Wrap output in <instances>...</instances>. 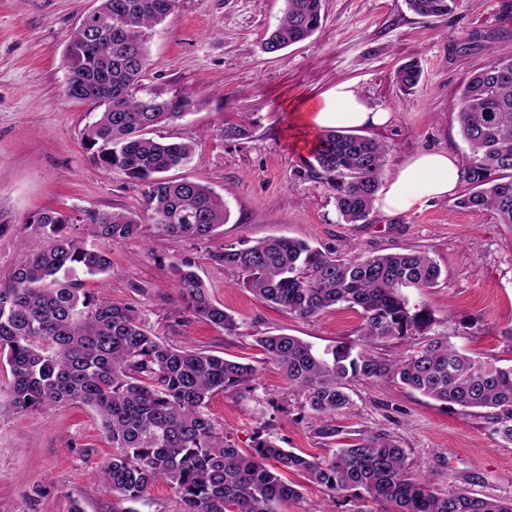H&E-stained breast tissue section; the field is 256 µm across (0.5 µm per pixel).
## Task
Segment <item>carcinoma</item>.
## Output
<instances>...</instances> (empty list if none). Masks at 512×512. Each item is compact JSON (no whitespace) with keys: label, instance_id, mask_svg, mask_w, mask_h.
Returning a JSON list of instances; mask_svg holds the SVG:
<instances>
[{"label":"carcinoma","instance_id":"carcinoma-1","mask_svg":"<svg viewBox=\"0 0 512 512\" xmlns=\"http://www.w3.org/2000/svg\"><path fill=\"white\" fill-rule=\"evenodd\" d=\"M278 25L264 40L275 54L310 37L322 21L323 0H285ZM176 0H98L92 10L97 34L79 23L67 45L68 98L101 109L84 132L93 161L144 186L149 220L177 242L206 238L227 222L223 198L211 188L168 173L190 159V142H163L150 129L187 114V97H142L148 32L173 11ZM425 18L444 17L456 0H407ZM419 66H400L395 79L408 92ZM457 121L470 154L461 168L469 191L457 207L489 211L512 224V59H499L462 85ZM389 147L372 138L334 130L323 133L308 167L325 180L345 224H363L380 190ZM50 241L24 253L0 285V361L9 367L10 406L49 411L63 405L90 407L112 444L99 476L118 499L147 501L159 482L174 489L180 512H280L300 496L282 473L296 472L327 492L352 490L390 505V512H512L500 500L460 488L434 489L416 472L388 433L348 437L327 460L287 451L257 439L246 451L224 437L207 414L218 393L251 381L254 366L192 346L177 347L156 336L135 308L83 288L78 275L112 272L111 247L139 234L135 215L87 213L88 235L59 211L37 218ZM212 261L236 271L239 284L258 299L301 319L346 304L361 318L357 339L322 351L297 336L255 339L305 407L318 417L315 435L331 444L344 433L335 417L352 406L355 381H395L463 413L490 411L494 432L512 442V368L460 353L436 330L423 305L406 291L436 286L441 268L427 252H400L346 259L309 244L273 237L253 245L226 244ZM179 296L173 318L184 313L221 328L238 329L216 305L190 266L174 267ZM406 336L420 342L405 357L390 358L377 346Z\"/></svg>","mask_w":512,"mask_h":512}]
</instances>
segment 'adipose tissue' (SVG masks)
Here are the masks:
<instances>
[{"label":"adipose tissue","mask_w":512,"mask_h":512,"mask_svg":"<svg viewBox=\"0 0 512 512\" xmlns=\"http://www.w3.org/2000/svg\"><path fill=\"white\" fill-rule=\"evenodd\" d=\"M289 108L296 140L310 151L319 147L324 131L369 129L385 124L390 118L389 113L371 106L347 82L337 83L320 96L291 102ZM459 181L460 167L451 153H416L387 175L377 206L386 215H404L425 203L454 194Z\"/></svg>","instance_id":"adipose-tissue-1"}]
</instances>
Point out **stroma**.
I'll return each instance as SVG.
<instances>
[{
	"label": "stroma",
	"mask_w": 512,
	"mask_h": 512,
	"mask_svg": "<svg viewBox=\"0 0 512 512\" xmlns=\"http://www.w3.org/2000/svg\"><path fill=\"white\" fill-rule=\"evenodd\" d=\"M97 0H0V281L37 242L35 214L107 211L141 215V183L96 165L83 131L98 116L90 104L67 97L64 50L82 16ZM285 0H178L149 33L142 95L190 97L189 114L153 130L155 138L192 142L189 163L176 170L223 196L229 220L213 236L177 242L144 220L139 235L112 247V272L84 286L141 311L153 332L174 346L191 345L252 364L246 387L215 395L209 414L237 447L256 436L286 450L330 458L332 446L279 368L254 338L263 332L297 336L321 350L354 340L360 317L339 305L303 320L257 299L235 272L211 253L224 245L289 237L324 251L354 244L358 256L418 247L442 269L436 287L411 292L461 352L512 366V224L491 213L457 208L455 198L388 217L373 211L363 224L342 223L332 191L311 176L309 151L290 130V100L321 95L349 82L391 121L368 137L390 151L393 170L424 150H450L466 163L469 149L456 119L461 86L494 58H512V0H459L440 19L412 12L406 0H324L322 26L278 54L263 51ZM415 61L422 80L403 93L396 70ZM250 115L251 134L227 140L225 123ZM191 263L213 301L232 314L234 335L186 317L172 322L178 295L172 265ZM353 405L338 425L387 432L414 468L436 489L465 487L512 499V444L494 432L485 412L464 415L392 381L351 385ZM95 413L82 406L17 412L0 395V512H121L98 470L110 457ZM301 498L284 512H386L383 504L344 492L329 496L302 483Z\"/></svg>",
	"instance_id": "obj_1"
}]
</instances>
